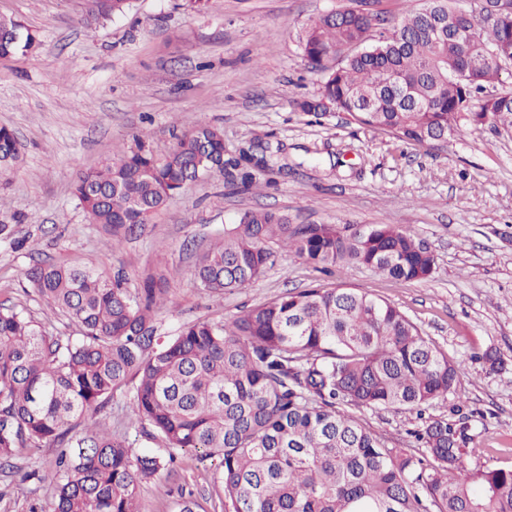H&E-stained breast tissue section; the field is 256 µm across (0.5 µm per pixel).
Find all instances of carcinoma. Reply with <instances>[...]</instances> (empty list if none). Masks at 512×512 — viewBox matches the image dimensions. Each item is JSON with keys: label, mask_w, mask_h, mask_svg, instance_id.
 Here are the masks:
<instances>
[{"label": "carcinoma", "mask_w": 512, "mask_h": 512, "mask_svg": "<svg viewBox=\"0 0 512 512\" xmlns=\"http://www.w3.org/2000/svg\"><path fill=\"white\" fill-rule=\"evenodd\" d=\"M100 22L133 0H86ZM448 15L470 38L438 42L424 11ZM474 15L424 0L399 16L349 6L323 14L298 36L307 67L323 75L319 95L296 101L307 113L344 112L370 129L427 144L483 124H512V92L474 101L503 83L512 58V10ZM39 40L0 15V58L27 54ZM19 142L0 127V172L18 164ZM259 165L251 148L224 156V133L203 125L166 154L141 144L82 173L73 193L91 223L120 244L187 187ZM283 249L316 268L359 265L396 281L424 280L436 259L394 224L290 223L270 210L241 211L224 236L196 252L194 280L220 300L271 268ZM20 282L78 327L43 330L0 304V468L21 448L61 449L51 477L54 512H142L137 489L188 450L218 459L223 512H512V467L468 471L466 422L433 419L414 432L422 456L391 448L351 408L419 412L460 381L459 364L430 343L392 304L352 288L285 292L223 321L197 320L158 333L157 292L134 291L88 267L36 261ZM130 387L133 416L166 454L82 419Z\"/></svg>", "instance_id": "obj_1"}]
</instances>
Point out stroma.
<instances>
[{
  "instance_id": "stroma-1",
  "label": "stroma",
  "mask_w": 512,
  "mask_h": 512,
  "mask_svg": "<svg viewBox=\"0 0 512 512\" xmlns=\"http://www.w3.org/2000/svg\"><path fill=\"white\" fill-rule=\"evenodd\" d=\"M346 0H134L123 17L83 20V0H0V15L32 31L39 47L0 59V126L12 129L21 162L0 173V304L26 309L53 333L76 327L24 290L21 268L37 260L86 265L131 289L160 281L161 333L196 319L220 321L284 292L343 285L395 304L449 359L461 363L456 390L424 416L392 409L356 415L392 448L413 445L425 418L464 417L472 427L470 467L512 464V125L463 129L447 145L406 143L360 127L343 112L300 111L320 75L304 65L297 35ZM201 125L223 130L226 155L258 142L269 162L254 169L262 190L237 171L188 187L121 246L89 223L72 194L77 176L143 142L162 155ZM273 209L294 224H395L434 252L424 280L394 281L358 266L326 275L292 252L247 288L215 300L197 288L193 256L245 209ZM503 361L490 370L481 360ZM131 394H116L100 418L135 447L158 453L141 425L129 424ZM55 448L22 449L17 472L0 470V512H52V487L20 480L54 469ZM221 512L215 464L194 452L141 484L143 512Z\"/></svg>"
}]
</instances>
